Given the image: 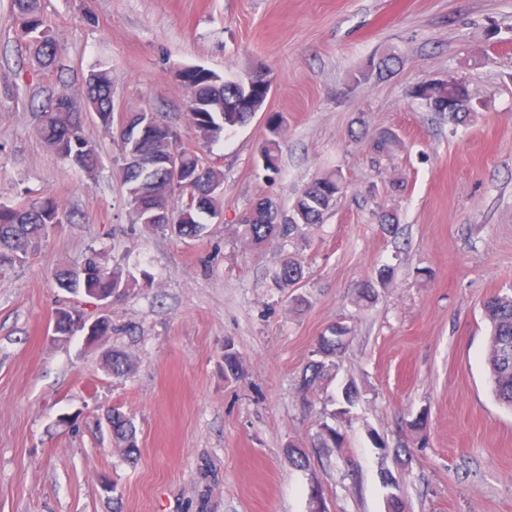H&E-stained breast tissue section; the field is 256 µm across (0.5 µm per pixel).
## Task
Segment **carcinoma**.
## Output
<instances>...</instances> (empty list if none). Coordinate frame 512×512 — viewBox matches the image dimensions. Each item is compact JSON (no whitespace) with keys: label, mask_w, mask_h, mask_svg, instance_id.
<instances>
[{"label":"carcinoma","mask_w":512,"mask_h":512,"mask_svg":"<svg viewBox=\"0 0 512 512\" xmlns=\"http://www.w3.org/2000/svg\"><path fill=\"white\" fill-rule=\"evenodd\" d=\"M13 9L23 33L30 38L33 59L42 70L56 66L59 49L50 25L41 10L40 0H12ZM398 63L394 55L371 57L354 81L365 82L374 75L390 72ZM251 88L239 79L226 78L212 70L187 67L183 86L191 93L190 127L196 146L185 145L181 135L156 112L139 110L126 113L128 130L113 128L112 74L101 66L89 74L83 95L75 97L65 91L41 113L39 135L60 158L87 173L95 170L98 152H86L82 116L95 112L102 125L111 130L113 141L120 147V177L126 188V204L131 223L148 231H171L184 238H200L210 221L222 215L223 177L208 162L204 148L217 142L225 131L245 123L255 110L251 103L268 96L262 75L256 71ZM412 97L431 112L448 113V123L464 124L474 112L472 102L459 100L448 104V90L434 80L418 83ZM271 138L261 148L266 160L263 170L278 171L279 137L283 118L278 113L267 117ZM400 147L396 134L377 132L369 141L374 161L390 158ZM181 153L182 177L172 180L159 170L160 159ZM344 191L339 173L323 174L308 183L297 195L291 215L281 217L279 208H270L268 199L256 202L241 219L247 243L258 246L273 236L292 237L303 224H320ZM71 220L52 198L23 199L12 205H0V270L26 262L49 230ZM392 267L384 265L375 276L358 288L357 301L368 302L375 284H386ZM279 287H297L305 279L302 262L294 257L280 260L275 272ZM58 287L74 295H85L94 288L112 289L114 300H120L131 287L129 276L118 264L104 266L96 254L87 256L81 266L64 267L55 273ZM483 312L491 327L487 367L492 392L498 403L512 408V292L499 291L483 304ZM351 341V330L343 323L330 325L319 337L315 359L303 370L300 391L305 394L326 380L339 365ZM131 368V359L115 352L108 359V370L123 376ZM112 441L122 446L127 455L136 453L137 429L132 419L119 409H112ZM383 483L392 489L387 497L388 512H403L398 479L383 471Z\"/></svg>","instance_id":"1"}]
</instances>
